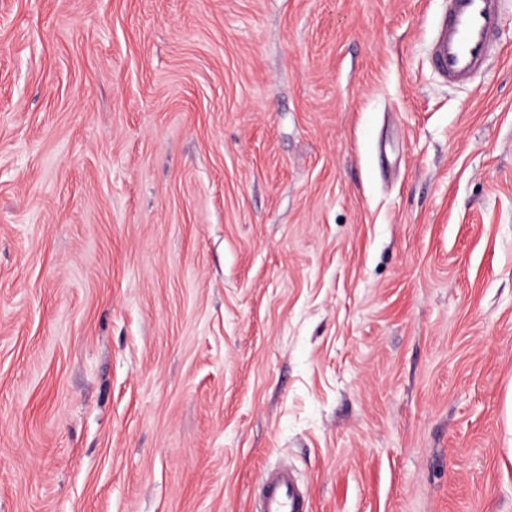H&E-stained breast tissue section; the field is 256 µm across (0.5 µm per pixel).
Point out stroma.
Masks as SVG:
<instances>
[{
  "label": "stroma",
  "mask_w": 512,
  "mask_h": 512,
  "mask_svg": "<svg viewBox=\"0 0 512 512\" xmlns=\"http://www.w3.org/2000/svg\"><path fill=\"white\" fill-rule=\"evenodd\" d=\"M0 0V512H512V0ZM501 0H448L429 45L431 66L448 86L470 83L496 44ZM261 512H308L306 497L298 490L294 474L275 468L262 476Z\"/></svg>",
  "instance_id": "35a3bbf8"
}]
</instances>
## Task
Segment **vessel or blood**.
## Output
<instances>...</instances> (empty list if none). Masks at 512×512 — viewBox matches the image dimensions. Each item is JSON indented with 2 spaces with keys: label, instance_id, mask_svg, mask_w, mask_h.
Returning a JSON list of instances; mask_svg holds the SVG:
<instances>
[{
  "label": "vessel or blood",
  "instance_id": "vessel-or-blood-1",
  "mask_svg": "<svg viewBox=\"0 0 512 512\" xmlns=\"http://www.w3.org/2000/svg\"><path fill=\"white\" fill-rule=\"evenodd\" d=\"M501 0H448L429 45V60L449 86L470 83L484 70L496 44ZM261 512H308L294 474L275 468L262 477Z\"/></svg>",
  "mask_w": 512,
  "mask_h": 512
}]
</instances>
